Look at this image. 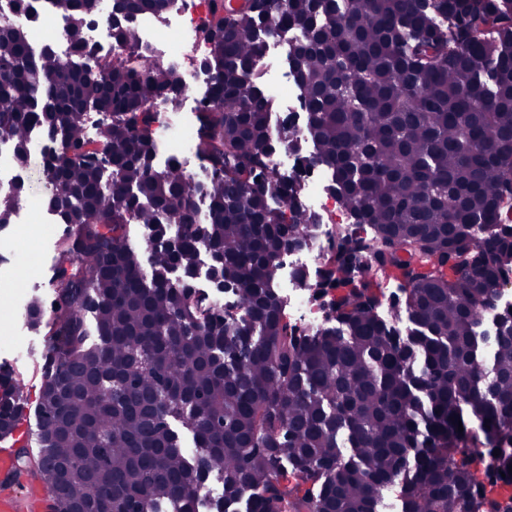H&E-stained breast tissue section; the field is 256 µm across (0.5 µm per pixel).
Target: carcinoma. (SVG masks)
<instances>
[{
	"mask_svg": "<svg viewBox=\"0 0 512 512\" xmlns=\"http://www.w3.org/2000/svg\"><path fill=\"white\" fill-rule=\"evenodd\" d=\"M52 2L77 31L101 10ZM225 10L208 0L200 25L214 73L193 124L200 187L175 157L153 164L162 117L143 106L183 93L175 62L152 63L121 29V54L78 40L71 64L0 24V141L24 159L36 130L61 136L43 158L66 225L54 315L38 296L25 307L46 351L36 468L54 512H197L214 474L216 512H378L394 484L400 512H512L490 495L512 485V312L485 302L512 274V0H250L227 25ZM259 19L306 35L288 58L312 161L371 228L337 230L314 278L298 272L329 299L318 330L288 320L274 287L295 225L307 248L319 222L271 166ZM90 111L106 116L95 144ZM132 224L177 243L135 246ZM199 225L239 315L202 306L190 276L167 280L197 265ZM370 253L407 279L404 331L377 313ZM19 410L0 376V441L20 445L22 469Z\"/></svg>",
	"mask_w": 512,
	"mask_h": 512,
	"instance_id": "obj_1",
	"label": "carcinoma"
}]
</instances>
